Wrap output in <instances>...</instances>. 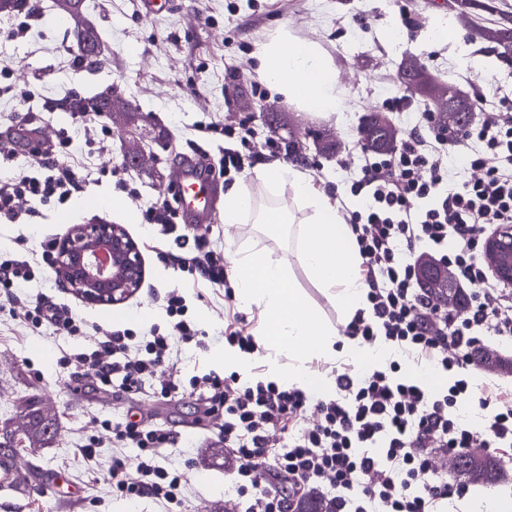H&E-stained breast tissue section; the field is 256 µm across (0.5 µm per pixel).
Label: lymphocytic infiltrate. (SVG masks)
<instances>
[{"label":"lymphocytic infiltrate","mask_w":512,"mask_h":512,"mask_svg":"<svg viewBox=\"0 0 512 512\" xmlns=\"http://www.w3.org/2000/svg\"><path fill=\"white\" fill-rule=\"evenodd\" d=\"M207 132L239 141L225 148L224 174L243 173L247 162L287 155V146L268 138L256 142L249 119ZM71 137L29 147V165L0 180V223L20 224L39 207L66 203L79 189L77 164L70 161ZM464 155L476 179L447 188L448 160ZM352 196L363 206L344 211L359 248L360 270L369 287V312H356L345 328L360 343L387 345L396 358L369 372L340 364L335 393L318 400L295 388L214 372L181 383L170 373L175 346L201 345L207 332L187 316L183 297L169 294L166 328L149 335L132 330L103 332L91 353L76 362L98 389L116 394L150 391L161 401L198 395L208 414L221 420L219 434L231 459L240 512H297L301 493L316 492L332 512H439L443 501L464 497L465 484H449L433 466L435 454L455 457L498 442L512 446V388L492 382L480 390L460 379L446 393L430 392L401 375L405 361L433 368L466 370L483 334L512 338V285L498 281L484 260L483 243L501 225L512 224V95L500 91L497 106L455 135L440 134L430 113H421L399 147L385 156L364 155ZM178 211L162 199L142 214L144 223L181 251V268L209 287L225 283L223 254L204 248L176 221ZM31 260H0V293L19 303L18 319L37 330L78 336L82 325L43 297L18 302L15 288L51 266L55 242L24 243ZM449 268L466 287L467 310L436 302L417 275L421 257ZM140 358H132V350ZM317 422L305 426L307 413ZM285 442L272 447L270 435ZM176 435L161 426L130 420L112 425L113 495L148 497L188 512L184 475L158 462ZM137 449L129 465L126 449Z\"/></svg>","instance_id":"1"}]
</instances>
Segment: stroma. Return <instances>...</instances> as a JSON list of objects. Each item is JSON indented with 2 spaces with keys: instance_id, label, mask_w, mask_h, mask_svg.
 Returning a JSON list of instances; mask_svg holds the SVG:
<instances>
[{
  "instance_id": "obj_1",
  "label": "stroma",
  "mask_w": 512,
  "mask_h": 512,
  "mask_svg": "<svg viewBox=\"0 0 512 512\" xmlns=\"http://www.w3.org/2000/svg\"><path fill=\"white\" fill-rule=\"evenodd\" d=\"M454 0H165L155 16L140 11L139 0H84L88 19L101 36L111 66L80 68L75 64L77 47L69 23L58 22L53 0H43L46 19L26 38H4L9 17L0 15V56L12 57L15 84L34 92L30 109L42 111L41 127L23 126L15 101L0 99V140L16 146L12 164L0 168V177L11 176L27 164L23 152L30 138L55 140L60 130L72 138L74 161L85 166L86 181L70 201L59 208H41L26 224H0V256L26 259L18 238L37 241L62 239L73 225L87 224L95 217L121 225L137 243L144 278L135 295L119 306L90 305L61 288L55 274L38 276L17 289L20 298L44 296L75 319L85 323L84 336L70 337L52 327L28 329L11 313L8 301L0 300V426L12 420L32 402L58 424L57 435L45 448H21L17 454L33 473L51 469L62 483L35 484L28 497L0 491V512H163L150 498L128 500L113 496L107 470L112 463V432L106 424L127 417L150 426L175 430L177 442L164 449L162 466L183 470L186 495L195 512H238L234 484L224 470V444L216 437L215 421L203 418L192 396L169 402L143 393L121 398L94 392L77 381L71 369L59 363L62 353L86 350L98 332L130 329L137 335L168 323L166 301L171 291L185 299L187 315L208 333L203 345L181 347L173 353L174 374L182 379L209 372H223L222 336L230 314L237 326L255 335L263 316L257 307L225 298L223 292L193 285L191 275L175 261L159 257L165 248L142 212L164 196L173 181V171L192 151L198 126L238 121L247 116L258 138L272 131L260 119L262 103L281 105L286 121L298 135L304 161L315 187L332 196H345L350 181L359 173L361 119L369 112H384L400 131L415 122L424 103L410 100L401 112L389 109L391 100L403 97L396 81L397 69L408 58L418 59L443 85L476 96L488 105L497 102L496 89L512 88V63L501 59L493 44L483 41L478 29L494 24L491 16L476 18L463 26ZM299 37L317 42L340 72L345 105L342 112L315 117L296 111L271 90L254 95L256 52L280 26ZM454 27L453 40H432L431 30ZM398 41H390V32ZM117 88L138 108L137 114L114 123L98 116L112 131L107 152L88 155L85 139L69 112H43L47 100H65L77 95L91 98L108 88ZM323 132L340 144L338 153L318 152L312 135ZM138 139L156 163L130 168L123 163L126 137ZM200 139V138H199ZM350 157L349 168L338 165ZM108 177H99L100 169ZM133 183V191L118 187V180ZM211 247L230 254L241 248L262 249L273 258L291 256L293 240L287 234H272L258 224H228L223 216L199 232ZM100 446L94 460H87L81 447L90 437ZM503 462V476L494 486L470 485L463 499L454 501L455 512H480L494 502L496 512H512V447L494 448Z\"/></svg>"
}]
</instances>
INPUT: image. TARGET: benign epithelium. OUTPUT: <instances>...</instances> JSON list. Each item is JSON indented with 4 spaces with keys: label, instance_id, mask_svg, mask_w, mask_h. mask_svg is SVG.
Instances as JSON below:
<instances>
[{
    "label": "benign epithelium",
    "instance_id": "1",
    "mask_svg": "<svg viewBox=\"0 0 512 512\" xmlns=\"http://www.w3.org/2000/svg\"><path fill=\"white\" fill-rule=\"evenodd\" d=\"M399 79L412 98L428 100L420 63L403 67ZM460 99L461 91L442 88L437 111H461ZM149 160L138 141H125L123 161L141 167ZM483 252L494 276L512 283V225H503L488 237ZM54 272L62 287L85 302L113 306L132 296L140 288L143 276L138 245L121 225L107 221L74 225L57 246Z\"/></svg>",
    "mask_w": 512,
    "mask_h": 512
}]
</instances>
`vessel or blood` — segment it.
Here are the masks:
<instances>
[{"label":"vessel or blood","instance_id":"obj_1","mask_svg":"<svg viewBox=\"0 0 512 512\" xmlns=\"http://www.w3.org/2000/svg\"><path fill=\"white\" fill-rule=\"evenodd\" d=\"M171 188L177 194L179 208L187 222L208 223L219 203L217 182L207 165L198 162L186 163L180 178ZM32 477L27 474L15 455H0V488L18 494L26 493Z\"/></svg>","mask_w":512,"mask_h":512}]
</instances>
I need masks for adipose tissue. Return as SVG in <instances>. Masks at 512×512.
<instances>
[{
	"label": "adipose tissue",
	"mask_w": 512,
	"mask_h": 512,
	"mask_svg": "<svg viewBox=\"0 0 512 512\" xmlns=\"http://www.w3.org/2000/svg\"><path fill=\"white\" fill-rule=\"evenodd\" d=\"M257 57L259 77L297 110L317 116L340 111L339 72L318 43L284 28L260 45ZM257 177L271 189L288 187V207L256 206L248 193L234 185L224 193L225 223L241 224L250 217L258 224L295 227L296 248L288 261H275L248 250L231 256L234 294L264 314L258 334L261 344L274 354L264 381L328 397L334 392L333 378L310 374L306 360L317 357L332 361L342 353L365 359L369 352L357 340L341 337L307 298L296 275L304 273L336 307L341 319L351 320L357 310L367 306L368 287L359 275L358 246L335 201L314 189L299 169L267 164L259 167ZM281 351L287 352L289 364L277 360Z\"/></svg>",
	"instance_id": "adipose-tissue-1"
}]
</instances>
